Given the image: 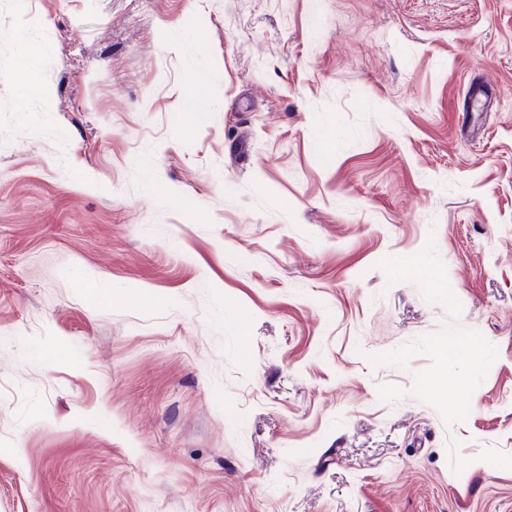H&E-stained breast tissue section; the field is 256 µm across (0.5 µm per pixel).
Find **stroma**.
Returning <instances> with one entry per match:
<instances>
[{"mask_svg":"<svg viewBox=\"0 0 512 512\" xmlns=\"http://www.w3.org/2000/svg\"><path fill=\"white\" fill-rule=\"evenodd\" d=\"M0 512H512V0H0Z\"/></svg>","mask_w":512,"mask_h":512,"instance_id":"35a3bbf8","label":"stroma"}]
</instances>
